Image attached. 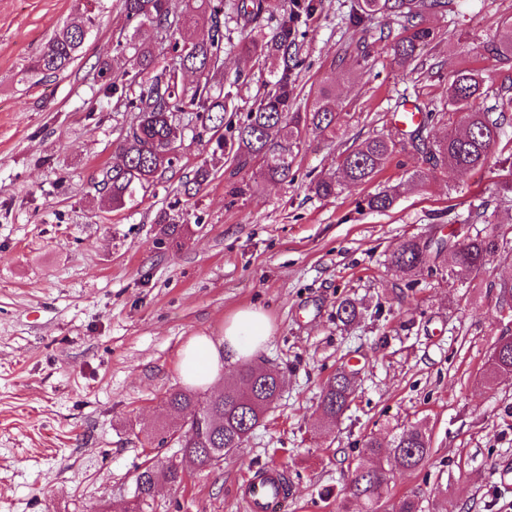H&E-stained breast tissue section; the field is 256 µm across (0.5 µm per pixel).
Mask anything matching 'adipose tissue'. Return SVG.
Returning a JSON list of instances; mask_svg holds the SVG:
<instances>
[{
    "label": "adipose tissue",
    "mask_w": 512,
    "mask_h": 512,
    "mask_svg": "<svg viewBox=\"0 0 512 512\" xmlns=\"http://www.w3.org/2000/svg\"><path fill=\"white\" fill-rule=\"evenodd\" d=\"M274 333L270 317L261 309L237 310L224 322L219 338L191 337L178 364L182 381L189 387L207 389L219 382L226 365L250 361Z\"/></svg>",
    "instance_id": "1"
}]
</instances>
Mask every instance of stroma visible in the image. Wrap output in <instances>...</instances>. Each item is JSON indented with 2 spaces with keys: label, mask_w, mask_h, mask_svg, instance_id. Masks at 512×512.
<instances>
[{
  "label": "stroma",
  "mask_w": 512,
  "mask_h": 512,
  "mask_svg": "<svg viewBox=\"0 0 512 512\" xmlns=\"http://www.w3.org/2000/svg\"><path fill=\"white\" fill-rule=\"evenodd\" d=\"M297 40V106L312 102L328 76L335 137L308 131L294 179L252 183L230 197L232 165L214 144L185 137L180 158L157 184L112 208L97 183L137 115L104 97L98 64L118 34L134 33L119 0H95L97 24L78 60L48 77L25 70L48 39L76 21L85 0H0V512H124L145 460L165 466L176 447L158 446L159 425H176L166 394L182 388L180 351L190 337L221 335L238 309L262 308L275 332L254 364L277 370L281 396L239 454L215 467L185 463L183 487L162 483L155 512H248L240 490L262 467L287 474L285 512H365L346 495L344 476L363 444H389L421 426L428 459L394 473L382 512L417 495L424 512H512L499 485L512 468V376L483 381L490 351L511 322L498 308L512 278V193L500 190L512 161V112L490 168L429 173L416 152L391 157L371 182L321 199L313 179L338 173L344 152L396 132L393 113L410 102L445 111L460 70L485 79L484 106L512 85V66L483 51L512 27V0H450L428 16L433 41L422 68L393 59L380 32L396 17L353 27L356 0H315ZM273 79L264 60L230 52L214 83L230 85L226 117L255 107ZM209 182L183 184L200 166ZM393 189L392 209L365 198ZM505 242L485 272L467 280L422 272L407 277L388 256L479 198ZM174 214L184 231L164 239L156 216ZM350 299L362 317L347 326L336 307ZM356 371L354 399L324 425L327 379Z\"/></svg>",
  "instance_id": "obj_1"
}]
</instances>
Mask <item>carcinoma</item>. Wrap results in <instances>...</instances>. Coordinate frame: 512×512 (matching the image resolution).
Instances as JSON below:
<instances>
[{"label":"carcinoma","instance_id":"obj_1","mask_svg":"<svg viewBox=\"0 0 512 512\" xmlns=\"http://www.w3.org/2000/svg\"><path fill=\"white\" fill-rule=\"evenodd\" d=\"M93 0H86L81 20L65 26L51 37L36 56L29 71L45 76L57 75L78 58L86 36L96 25ZM196 6L179 15L170 12L169 0H122L128 21L135 28H148L156 33L151 43L116 40V55L112 61L100 63L99 74L104 78L111 69L133 53L135 71H123L127 79L118 84L112 80L104 91L138 113L137 123L119 144L120 163L101 170L99 184L103 185L112 207L122 208L140 190H147L157 180L159 172L173 166L181 147L182 132L190 125L201 127L218 136L217 147L231 156L239 170L252 164L259 165V174L270 181L294 178L295 149L303 135L314 129L322 134L336 135L341 115L327 106V99L336 83L331 76L318 91L306 112L293 109L297 95L292 71L299 59L292 53L297 45L299 23L310 4L294 0V9H282L279 0H232L231 9L236 21L243 22L249 33L235 44L247 55L272 61L274 81L259 104L232 125L224 123L226 100L232 91L211 83L209 75L224 66L226 53V14L224 0H195ZM448 6V0H358L353 16L357 27H364L378 16L394 15L403 22L404 34L384 40L399 63L421 64L420 50L430 44L433 33L425 23V15ZM276 19L271 30L265 22ZM193 28L195 34L179 41L176 34ZM488 54L512 62V30L497 42L483 46ZM195 73L198 81L184 82L187 73ZM485 94L483 77L468 70L457 72L448 87V108L460 117L459 127L451 128L438 141L423 136V126L396 140L371 136L349 148L341 163L342 177L323 176L313 183L320 198L338 195L342 182L365 184L384 167L393 154L412 148L422 154L432 171L454 173L482 170L491 164L502 135L505 114L512 112V87L498 94L494 105L482 109L479 100ZM226 134H221V131ZM396 201L389 190L367 196L366 206L373 212H386ZM489 202L480 201L471 206L460 223L475 227L469 234L452 243L434 236L411 237L391 254L390 265L405 274L424 270H438L436 260L446 251L452 253L451 273L459 276H477L500 250L498 226L488 213ZM482 228H477V225ZM337 318L351 323L358 317L356 305L342 300L336 309ZM512 370V344L497 357H489L484 373L485 383ZM279 374L274 370L245 366L235 374L224 391L216 396L202 397L181 389L169 392L166 404L189 421L169 429H159V444H164L167 433H179L177 443L181 458H190L201 467H211L225 457L244 448L260 420L271 409L278 397ZM354 395V374L340 370L330 377L322 390L319 410L327 424L337 421L349 408ZM431 453L430 440L419 428H406L394 438L390 452L372 438L364 444L360 462L346 477V488L356 499L373 505L389 491L393 468L414 469L423 464ZM179 486L183 471L179 462L169 461L161 468L145 463L135 479V490L128 509L130 512H153L154 493L159 482Z\"/></svg>","mask_w":512,"mask_h":512}]
</instances>
